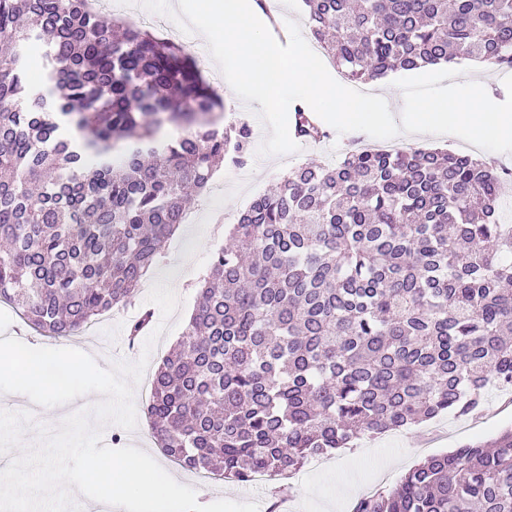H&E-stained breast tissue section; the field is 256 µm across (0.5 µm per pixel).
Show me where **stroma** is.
Masks as SVG:
<instances>
[{
    "mask_svg": "<svg viewBox=\"0 0 512 512\" xmlns=\"http://www.w3.org/2000/svg\"><path fill=\"white\" fill-rule=\"evenodd\" d=\"M319 141H299L298 152L283 156L254 157L247 169L223 164L215 171V180L224 184V196L212 201L204 194L191 201V223L181 225L168 241L160 262L142 281L135 305L113 310L99 317L95 334L85 333L61 341L21 328L19 317L0 305V339L17 337L23 342L51 347L80 348L94 354L100 367L140 358L144 343L127 345L126 327L138 312L149 309L148 293L153 282L173 285L181 304L169 320V329L156 343L143 374L151 380L165 356L183 335L198 299L200 282L206 275L212 254L224 246L228 230L257 196L274 188L288 169L302 163H333L351 142L348 135L326 127ZM134 405L139 416L134 431L110 424L104 427L102 440L111 448L133 445L144 449L178 482L195 488L200 504L219 499L254 501L259 512H352L364 489L373 492L395 486L415 465L428 456L448 452L460 446L484 441L512 427V404L505 403L494 391H487L480 419L463 420L445 414L432 420L359 440L353 447L339 449L328 456L322 467L305 465L292 478L275 477L260 487H248L212 476H199L170 461L157 448L150 426L143 416L142 387L134 389Z\"/></svg>",
    "mask_w": 512,
    "mask_h": 512,
    "instance_id": "1",
    "label": "stroma"
}]
</instances>
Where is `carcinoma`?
<instances>
[{
	"label": "carcinoma",
	"instance_id": "cac0c4a2",
	"mask_svg": "<svg viewBox=\"0 0 512 512\" xmlns=\"http://www.w3.org/2000/svg\"><path fill=\"white\" fill-rule=\"evenodd\" d=\"M347 78L512 68V0H304ZM43 50L45 87L26 80ZM184 48L86 0H0V303L67 338L133 303L217 165L253 131ZM181 128L168 138L164 128ZM304 140L324 131L294 111ZM512 170L443 149L349 150L256 198L213 253L145 414L180 466L237 483L512 387ZM352 512H512V428L433 455Z\"/></svg>",
	"mask_w": 512,
	"mask_h": 512
}]
</instances>
